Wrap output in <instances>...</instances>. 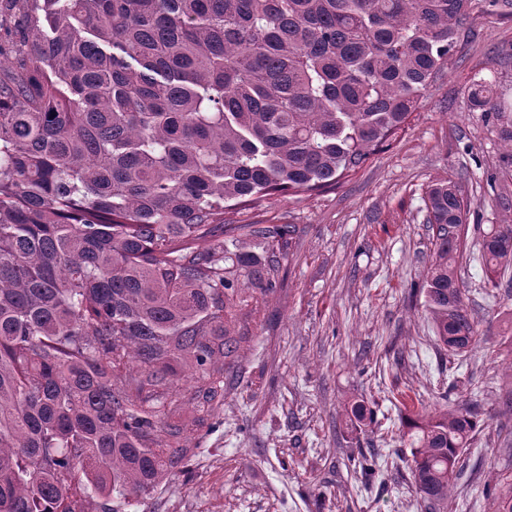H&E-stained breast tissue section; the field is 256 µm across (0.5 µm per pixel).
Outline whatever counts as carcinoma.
Here are the masks:
<instances>
[{"label": "carcinoma", "mask_w": 512, "mask_h": 512, "mask_svg": "<svg viewBox=\"0 0 512 512\" xmlns=\"http://www.w3.org/2000/svg\"><path fill=\"white\" fill-rule=\"evenodd\" d=\"M0 38V512H128L191 449L161 408L239 361L247 294L267 296L294 227L224 211L336 184L390 145L479 9L512 0H4ZM474 112L508 110L492 79ZM424 297L437 345L480 338L456 256L457 183L424 196ZM199 240L202 251L192 250ZM486 284L512 268V224L482 231ZM350 422L373 411L347 404ZM418 498L448 500L484 424L477 404L399 406Z\"/></svg>", "instance_id": "cac0c4a2"}]
</instances>
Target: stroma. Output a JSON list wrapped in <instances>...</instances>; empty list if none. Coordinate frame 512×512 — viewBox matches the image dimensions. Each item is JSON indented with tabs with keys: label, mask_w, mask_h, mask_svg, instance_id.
Masks as SVG:
<instances>
[{
	"label": "stroma",
	"mask_w": 512,
	"mask_h": 512,
	"mask_svg": "<svg viewBox=\"0 0 512 512\" xmlns=\"http://www.w3.org/2000/svg\"><path fill=\"white\" fill-rule=\"evenodd\" d=\"M512 103V18L475 14L447 69L385 150L326 189L274 194L228 213L234 224H290L279 282L250 299L235 324L243 358L224 372V397L203 421L171 412L192 454L130 512H426L409 480L398 394L429 409L477 401L485 414L442 512H496L512 495V283H483L478 230L512 223V112L485 120L467 87L478 70ZM457 182L470 212L458 257L465 302L483 334L472 352L440 351L422 297L434 231L424 191ZM376 412L349 428L348 402ZM378 462L364 474L362 455Z\"/></svg>",
	"instance_id": "35a3bbf8"
}]
</instances>
